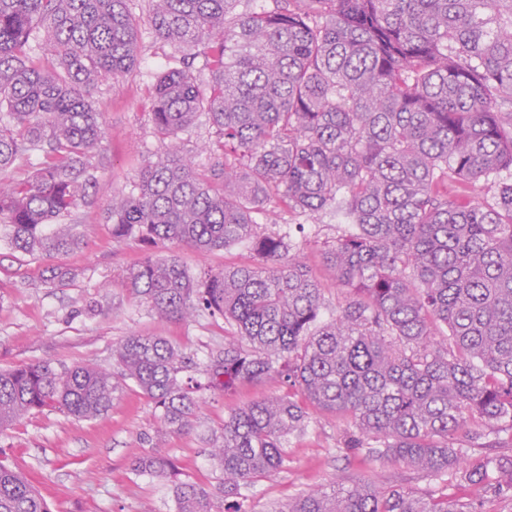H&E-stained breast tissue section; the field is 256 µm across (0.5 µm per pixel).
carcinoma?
<instances>
[{
  "label": "carcinoma",
  "mask_w": 512,
  "mask_h": 512,
  "mask_svg": "<svg viewBox=\"0 0 512 512\" xmlns=\"http://www.w3.org/2000/svg\"><path fill=\"white\" fill-rule=\"evenodd\" d=\"M0 0V239L43 260L83 239L47 230L107 192L91 162L106 129L91 91L134 71L148 27L177 45L155 77L149 121L166 142L126 193L108 198L112 240L142 255L132 295L161 318L202 311L233 329L224 351L184 381L191 359L162 336L131 334L117 371L49 362L0 370V431L33 412L95 418L131 381L153 404L158 434L191 430L194 393L273 379L288 391L230 407L210 457L229 498L286 466V436L305 403L345 424L348 448L452 474L512 501V456L464 459L456 435L477 424L512 433V0ZM203 48L209 76L193 73ZM204 148L222 162L200 173L180 135L201 115ZM43 161L23 179L6 172ZM498 184L491 206L450 196L448 178ZM328 208L347 230L326 261L346 301L320 321L319 280L285 236L278 206ZM247 242L249 265L196 273L172 245L199 252ZM45 282L71 273L50 265ZM132 471L172 483L176 512H223L218 495L179 479L157 446ZM0 512H51L0 461ZM283 512H498L486 500L428 499L364 480L312 490Z\"/></svg>",
  "instance_id": "obj_1"
}]
</instances>
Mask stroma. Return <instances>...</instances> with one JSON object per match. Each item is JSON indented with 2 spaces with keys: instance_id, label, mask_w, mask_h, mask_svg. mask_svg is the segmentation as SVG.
I'll use <instances>...</instances> for the list:
<instances>
[{
  "instance_id": "obj_1",
  "label": "stroma",
  "mask_w": 512,
  "mask_h": 512,
  "mask_svg": "<svg viewBox=\"0 0 512 512\" xmlns=\"http://www.w3.org/2000/svg\"><path fill=\"white\" fill-rule=\"evenodd\" d=\"M141 55L132 77L103 82L92 94L108 136L93 162L109 187L129 191L143 166L164 154L148 120L149 91L156 74L173 54L170 44L140 33ZM104 196L80 207L76 222L81 248L53 257L68 269L69 286L54 288L43 280L44 262L0 247V368L50 361L73 365L95 362L112 371L114 346L131 334L161 336L205 366L224 348V322L200 314L192 320L161 319L150 313L124 285L125 270L141 250L132 242L115 243L107 227ZM292 245L322 286L323 318L338 311L344 296L324 259V248L341 235L342 216L326 211L313 216L281 213ZM182 263L198 270L250 262L244 244L211 253L179 249ZM276 381L244 384L234 396L204 392L193 430L165 437V449L180 467L182 479L217 488L223 479L213 469L207 440L220 434L224 411L235 404L282 393ZM158 425L153 406L136 387H128L108 415L84 420L59 412L33 413L0 432L13 466L32 478L52 512H175L171 484L135 474L131 465L154 446ZM288 463L272 476L242 486L238 497L246 512H283L288 502L310 489L365 479L377 488H401L426 496L465 502L479 488L448 477L432 479L407 465L393 466L369 456L367 449L346 447L335 418L311 410L303 433L284 443Z\"/></svg>"
}]
</instances>
